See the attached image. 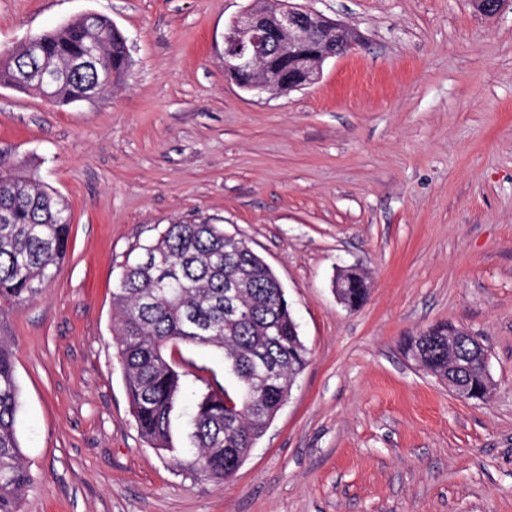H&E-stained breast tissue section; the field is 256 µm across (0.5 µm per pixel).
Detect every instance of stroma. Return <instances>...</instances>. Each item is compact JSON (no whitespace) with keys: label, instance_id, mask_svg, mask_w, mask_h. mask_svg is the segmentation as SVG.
<instances>
[{"label":"stroma","instance_id":"obj_1","mask_svg":"<svg viewBox=\"0 0 512 512\" xmlns=\"http://www.w3.org/2000/svg\"><path fill=\"white\" fill-rule=\"evenodd\" d=\"M251 0H0V50L86 12L124 33L115 91L69 105L0 87V157L70 215L67 255L0 323L35 488L23 512H512V9L469 0H295L361 37L312 85L254 96L224 76V24ZM198 217L245 238L310 351L228 480L195 475L131 415L112 330L127 259ZM368 275L355 310L340 270ZM446 323L495 385L463 401L404 357ZM237 393L218 351L180 347ZM204 381L187 377L191 391Z\"/></svg>","mask_w":512,"mask_h":512}]
</instances>
